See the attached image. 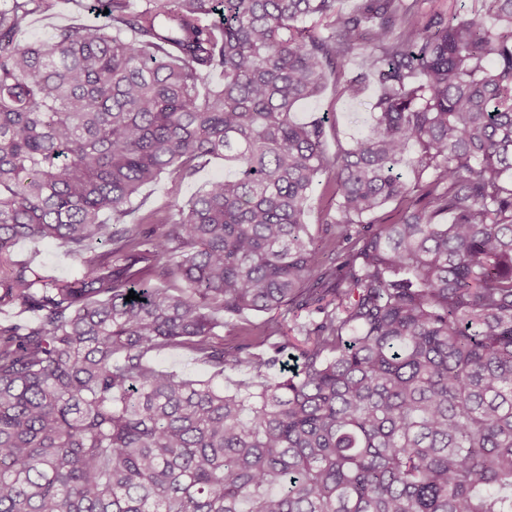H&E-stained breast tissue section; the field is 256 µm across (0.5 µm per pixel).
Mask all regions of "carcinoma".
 Instances as JSON below:
<instances>
[{
    "mask_svg": "<svg viewBox=\"0 0 512 512\" xmlns=\"http://www.w3.org/2000/svg\"><path fill=\"white\" fill-rule=\"evenodd\" d=\"M426 2L85 0L98 28L23 42L56 0H0V302L35 315L0 325V512H512V0ZM330 74L377 84L334 157L293 117ZM213 157L178 218L124 225ZM273 311L303 345L273 319L267 358L214 344ZM180 345L251 385L149 363ZM221 177H224V158H212L205 167L182 181H172L162 176L142 187L125 218L126 225L137 224L140 217L150 211H159V216H164L170 205H185L202 192L210 181ZM320 195V188H318L313 193L311 199L308 202V209L306 214V222L307 224H310L309 227L311 233L319 239L325 236L324 232H322L321 227L319 226V224H322V210L325 209L330 203L328 197H321ZM11 254L14 260H32L51 277H67L77 265L68 248L53 241L21 240L12 248Z\"/></svg>",
    "mask_w": 512,
    "mask_h": 512,
    "instance_id": "obj_1",
    "label": "carcinoma"
}]
</instances>
